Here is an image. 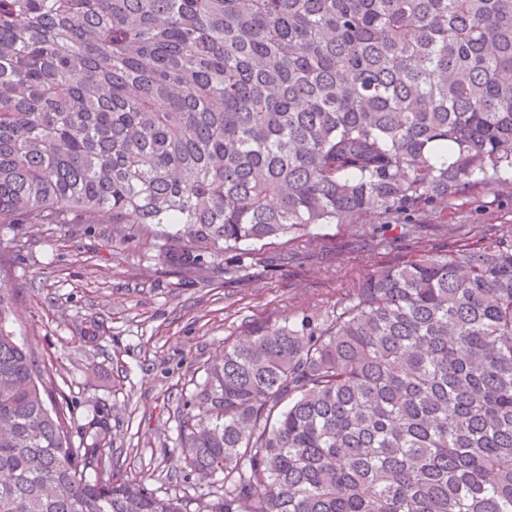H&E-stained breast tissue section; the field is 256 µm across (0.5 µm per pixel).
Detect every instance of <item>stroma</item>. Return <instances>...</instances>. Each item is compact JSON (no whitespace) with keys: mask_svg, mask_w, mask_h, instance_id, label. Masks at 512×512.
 Here are the masks:
<instances>
[{"mask_svg":"<svg viewBox=\"0 0 512 512\" xmlns=\"http://www.w3.org/2000/svg\"><path fill=\"white\" fill-rule=\"evenodd\" d=\"M108 224L0 227V287L11 328L73 425L111 416L120 480L189 496L208 487L174 452L178 421L225 343L260 323L327 315L372 271L421 254L512 236V191L470 185L447 208L313 224L250 247L244 267L215 257L199 274L167 267L161 238ZM279 266L267 263L270 256Z\"/></svg>","mask_w":512,"mask_h":512,"instance_id":"1","label":"stroma"}]
</instances>
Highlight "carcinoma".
<instances>
[{"label":"carcinoma","instance_id":"cac0c4a2","mask_svg":"<svg viewBox=\"0 0 512 512\" xmlns=\"http://www.w3.org/2000/svg\"><path fill=\"white\" fill-rule=\"evenodd\" d=\"M441 147L448 156L432 154ZM512 0H0V224H124L182 272L512 185ZM0 289V512H512V238L259 324L186 401L198 497L114 476Z\"/></svg>","mask_w":512,"mask_h":512}]
</instances>
